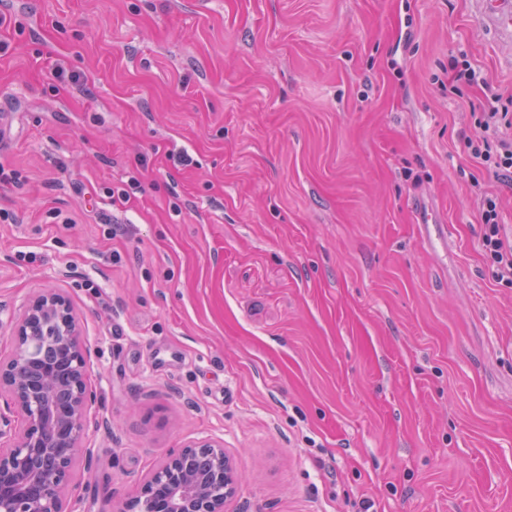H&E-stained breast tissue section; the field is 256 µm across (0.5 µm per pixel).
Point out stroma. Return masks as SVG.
<instances>
[{
  "label": "stroma",
  "mask_w": 512,
  "mask_h": 512,
  "mask_svg": "<svg viewBox=\"0 0 512 512\" xmlns=\"http://www.w3.org/2000/svg\"><path fill=\"white\" fill-rule=\"evenodd\" d=\"M0 357L44 288L96 400L69 497L113 512L223 439L227 512H512V287L465 144L512 97L487 0H0ZM67 82H60L56 70ZM129 201L117 193L130 178ZM441 214L448 241L417 222ZM484 224L483 250L494 277L512 286V238L501 233V212L498 199L485 195L480 212Z\"/></svg>",
  "instance_id": "obj_1"
}]
</instances>
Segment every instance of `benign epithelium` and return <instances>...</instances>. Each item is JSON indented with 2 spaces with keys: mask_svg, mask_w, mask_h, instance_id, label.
<instances>
[{
  "mask_svg": "<svg viewBox=\"0 0 512 512\" xmlns=\"http://www.w3.org/2000/svg\"><path fill=\"white\" fill-rule=\"evenodd\" d=\"M14 336L0 359V512H74L65 490L96 398L89 348L71 302L51 288L24 306ZM238 486L223 440L197 439L161 459L113 512H224Z\"/></svg>",
  "mask_w": 512,
  "mask_h": 512,
  "instance_id": "obj_1",
  "label": "benign epithelium"
}]
</instances>
